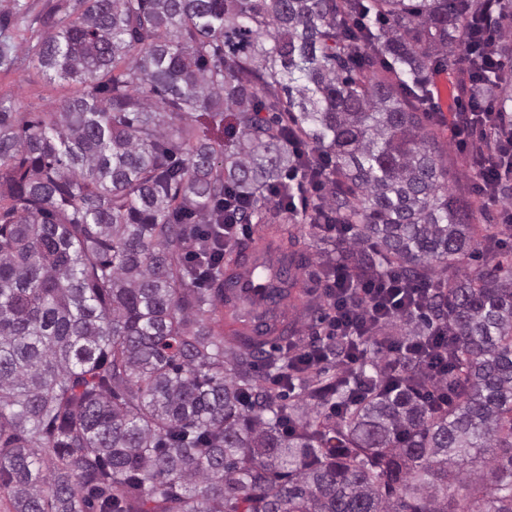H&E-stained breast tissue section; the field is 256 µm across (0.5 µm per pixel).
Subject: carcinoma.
<instances>
[{
	"label": "carcinoma",
	"instance_id": "1",
	"mask_svg": "<svg viewBox=\"0 0 512 512\" xmlns=\"http://www.w3.org/2000/svg\"><path fill=\"white\" fill-rule=\"evenodd\" d=\"M80 5L36 50L80 95L32 120L0 101L14 512H512V265L461 214L422 109L466 21L508 56V4ZM467 80L471 104L507 112L512 70ZM308 151L333 178L299 235L290 181L316 176ZM324 211L352 232L316 267ZM259 214L224 259L221 226ZM340 268L429 291L369 338L316 343L334 376L275 355L288 310ZM218 304L227 336L209 327ZM439 333L437 382L387 353Z\"/></svg>",
	"mask_w": 512,
	"mask_h": 512
}]
</instances>
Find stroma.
I'll return each instance as SVG.
<instances>
[{
	"label": "stroma",
	"mask_w": 512,
	"mask_h": 512,
	"mask_svg": "<svg viewBox=\"0 0 512 512\" xmlns=\"http://www.w3.org/2000/svg\"><path fill=\"white\" fill-rule=\"evenodd\" d=\"M80 12L79 0H0V100L11 102L15 111L36 115L55 110L78 93V86L69 80L38 74L32 51L51 33L53 16ZM466 78V72L449 59L434 69L425 107L437 122L429 132L448 168L449 189L469 205V223L497 224L502 208L512 202L501 198L493 203L474 191L472 153L484 143L476 139L463 149L451 132L458 113L468 109V97L459 90Z\"/></svg>",
	"instance_id": "35a3bbf8"
}]
</instances>
